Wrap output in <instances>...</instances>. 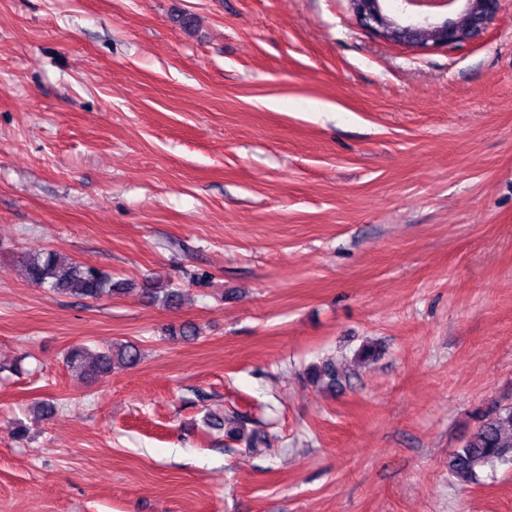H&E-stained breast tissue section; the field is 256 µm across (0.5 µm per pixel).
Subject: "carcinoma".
<instances>
[{"instance_id":"obj_1","label":"carcinoma","mask_w":512,"mask_h":512,"mask_svg":"<svg viewBox=\"0 0 512 512\" xmlns=\"http://www.w3.org/2000/svg\"><path fill=\"white\" fill-rule=\"evenodd\" d=\"M26 279L33 285L50 291L83 299L97 300L105 296L124 295L135 288L128 282H114L99 270L79 263L56 251L38 250L21 256ZM141 295L151 303L166 307L180 304V291L161 288L147 280L140 288ZM71 371L87 378H98L112 372L115 365L134 367L141 361L139 347L130 342L112 344L92 352L84 346L71 347L65 356ZM348 377L342 363L333 358L308 368L306 378L313 384L324 383L334 388ZM212 425L225 430L228 438L245 441L252 451L268 450L270 440L256 432H247L243 417L228 412L221 417L210 415ZM499 466L512 468V403H497L481 413L476 429L464 443L453 450L448 470L469 482L479 480L487 469Z\"/></svg>"}]
</instances>
